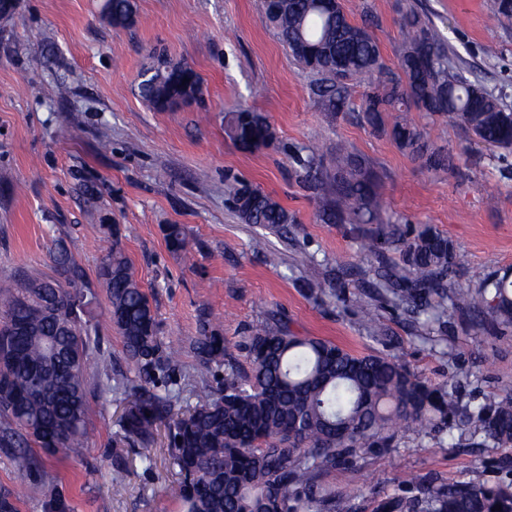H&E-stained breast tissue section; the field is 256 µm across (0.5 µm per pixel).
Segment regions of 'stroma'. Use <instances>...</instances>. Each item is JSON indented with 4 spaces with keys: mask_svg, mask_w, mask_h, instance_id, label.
Returning <instances> with one entry per match:
<instances>
[{
    "mask_svg": "<svg viewBox=\"0 0 512 512\" xmlns=\"http://www.w3.org/2000/svg\"><path fill=\"white\" fill-rule=\"evenodd\" d=\"M491 0H341L350 20L367 27L383 60L396 67L400 13L427 16L468 79L502 94L512 108V23L488 19ZM106 0H13L0 20V284L53 269L58 239L94 279L109 249L100 225L119 228V242L148 295L167 343L186 348L202 318L229 341L228 352L248 372L247 336L274 314L296 332L335 342L357 355L397 357L432 382L455 366L475 372L476 396L512 393V340L453 315L435 343L415 337L403 314L371 300L363 284L367 261L349 224L316 217L319 197L298 160L320 147L326 160L348 149L370 164L386 201V216L429 224L455 244L458 281L472 286L512 266V151L477 144L466 127L417 109L397 118L431 128L452 149L457 167L436 175L422 169L389 131L373 128L359 108L372 86L348 85L350 109L324 111L315 77L288 54L263 18V0H133L135 21L113 27ZM160 59L184 61L199 74L202 96L173 110L151 107L139 94L140 72ZM245 105L268 121L271 146L243 149L225 132L226 115ZM109 147L100 150V139ZM243 180L294 217L288 233L244 223L227 193ZM182 225L191 259L171 252L163 228ZM264 251H257L255 240ZM277 256L269 263L266 252ZM339 288L340 301L316 302L306 283ZM98 348L85 363L98 379L99 354L112 361V382L131 376L107 293L95 284ZM377 313L385 332L373 338L361 307ZM82 447L45 461L61 480L73 512H179L175 479L163 444L145 470L130 453L128 475L111 480L112 441L121 413L113 397L91 396ZM477 477L512 482V447L441 448L411 433L387 453L370 452L356 467L326 476L353 496V512L401 481ZM0 490L18 494V512H41V483L21 476L0 450Z\"/></svg>",
    "mask_w": 512,
    "mask_h": 512,
    "instance_id": "35a3bbf8",
    "label": "stroma"
}]
</instances>
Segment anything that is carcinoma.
<instances>
[{"instance_id": "carcinoma-1", "label": "carcinoma", "mask_w": 512, "mask_h": 512, "mask_svg": "<svg viewBox=\"0 0 512 512\" xmlns=\"http://www.w3.org/2000/svg\"><path fill=\"white\" fill-rule=\"evenodd\" d=\"M319 2L263 0V13L289 53L317 76L325 111H344L346 81L374 76L376 85L362 108L368 123L379 125L387 113L414 107L460 122L488 146L512 149V111L501 96L450 63L443 39L428 21L412 11L402 15L403 48L394 72L366 28L353 24L341 8L326 13ZM107 6L113 26L131 23V0H107ZM491 16L512 20V0H492ZM149 71L138 88L153 108L173 109L197 99L201 79L189 64L162 61ZM240 132L259 146L267 144L270 127L260 114L239 106L229 136L236 141ZM391 135L427 169H450L451 154L431 142L428 131L396 121ZM302 165L323 192L320 219L358 229L372 296L427 331L445 326L450 312L476 315L495 334L512 327V270L460 288L453 280V242L429 225L384 220L382 196L363 159L346 152L327 167L320 150L310 147ZM229 193L247 224L282 230L294 223L286 208L247 182L230 185ZM163 232L172 252H188L181 225L168 224ZM393 250L400 261L389 257ZM53 272L19 280L0 294V321L28 322L21 337L0 332V349L13 351L12 361L0 365V448L36 477L44 474L43 463L30 448L56 455L78 446L90 411L84 364L95 327L83 318L78 300L91 303V288L68 246L55 252ZM97 277L133 369L112 444V482L127 475L125 454L151 447L163 426L176 470L170 493L181 512H350L351 495L331 490L324 476L357 464L375 448L398 447L401 429L421 439H446L454 448L462 445L461 425L469 423V445L512 446V395L475 401L467 392L470 371L433 383L393 358L356 355L332 341L300 336L276 318L248 337V374L232 361L227 339L204 322L189 350L210 388L184 410L175 389L183 350L160 336L156 312L121 249L102 256ZM111 368L109 360H101V397L112 393ZM42 486L43 512H72L56 481ZM373 512H512V487L478 478L429 480L414 493L401 489L375 501Z\"/></svg>"}]
</instances>
